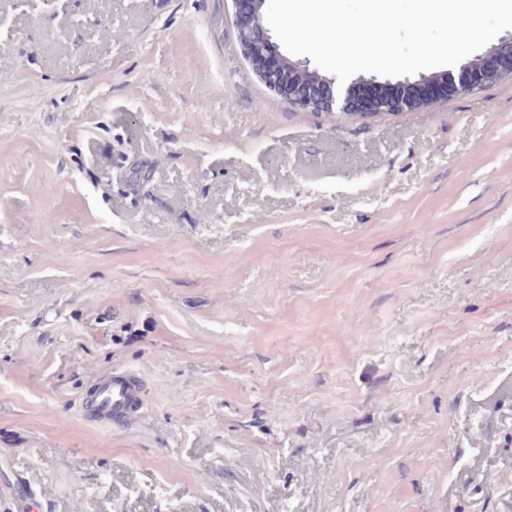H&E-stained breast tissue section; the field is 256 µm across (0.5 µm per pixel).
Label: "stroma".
<instances>
[{
    "label": "stroma",
    "instance_id": "1",
    "mask_svg": "<svg viewBox=\"0 0 512 512\" xmlns=\"http://www.w3.org/2000/svg\"><path fill=\"white\" fill-rule=\"evenodd\" d=\"M230 11L0 0V512H512V77L333 119ZM142 391V381L130 371H112L99 379L86 411L105 427L128 426L139 416Z\"/></svg>",
    "mask_w": 512,
    "mask_h": 512
}]
</instances>
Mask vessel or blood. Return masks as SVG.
Wrapping results in <instances>:
<instances>
[{
	"label": "vessel or blood",
	"instance_id": "obj_1",
	"mask_svg": "<svg viewBox=\"0 0 512 512\" xmlns=\"http://www.w3.org/2000/svg\"><path fill=\"white\" fill-rule=\"evenodd\" d=\"M143 385L133 373L119 369L100 378L88 403L90 417L99 424L127 426L140 413Z\"/></svg>",
	"mask_w": 512,
	"mask_h": 512
}]
</instances>
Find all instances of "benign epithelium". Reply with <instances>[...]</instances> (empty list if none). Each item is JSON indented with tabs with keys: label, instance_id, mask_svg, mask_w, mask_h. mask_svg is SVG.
I'll list each match as a JSON object with an SVG mask.
<instances>
[{
	"label": "benign epithelium",
	"instance_id": "obj_1",
	"mask_svg": "<svg viewBox=\"0 0 512 512\" xmlns=\"http://www.w3.org/2000/svg\"><path fill=\"white\" fill-rule=\"evenodd\" d=\"M237 47L254 74L272 92L304 110L367 119L435 104L512 76V33L459 67L458 74H421L393 81L358 74L344 85L304 62L284 55L265 26V0H232Z\"/></svg>",
	"mask_w": 512,
	"mask_h": 512
}]
</instances>
